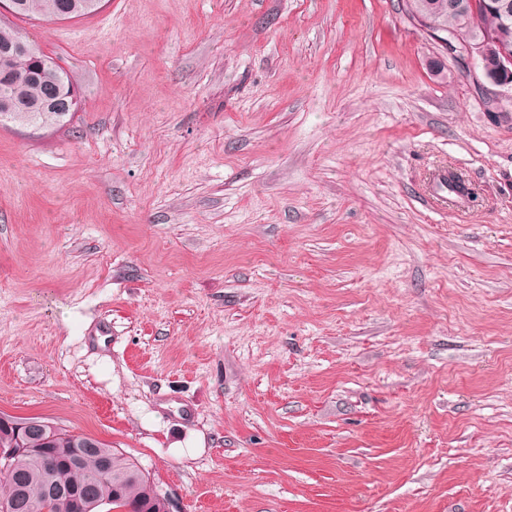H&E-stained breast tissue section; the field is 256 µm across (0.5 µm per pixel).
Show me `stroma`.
<instances>
[{"mask_svg":"<svg viewBox=\"0 0 512 512\" xmlns=\"http://www.w3.org/2000/svg\"><path fill=\"white\" fill-rule=\"evenodd\" d=\"M0 22L81 98L0 128V415L170 512H512V127L402 0Z\"/></svg>","mask_w":512,"mask_h":512,"instance_id":"stroma-1","label":"stroma"}]
</instances>
